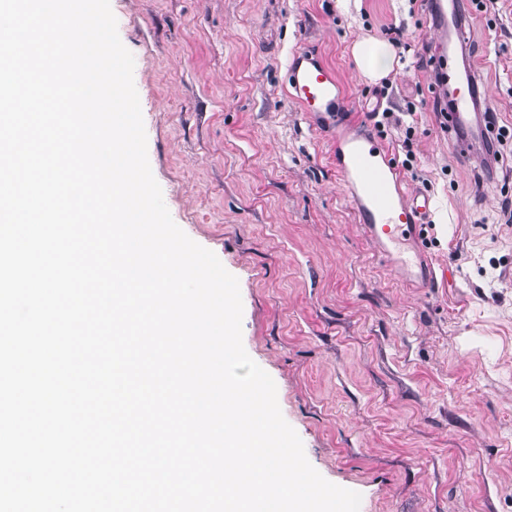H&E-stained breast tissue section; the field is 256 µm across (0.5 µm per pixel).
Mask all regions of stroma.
<instances>
[{
	"label": "stroma",
	"mask_w": 512,
	"mask_h": 512,
	"mask_svg": "<svg viewBox=\"0 0 512 512\" xmlns=\"http://www.w3.org/2000/svg\"><path fill=\"white\" fill-rule=\"evenodd\" d=\"M154 178L173 221L239 281L242 340L274 380L310 464L361 494L360 512H512V138L477 179L444 130L427 72L423 0H110ZM469 64L512 129V0L469 10ZM418 57L371 80L352 56L372 38ZM343 85L351 132L389 147L427 219L395 251L357 223L331 156L286 92L295 49ZM399 117L384 132L374 106ZM413 156H406L404 138Z\"/></svg>",
	"instance_id": "stroma-1"
}]
</instances>
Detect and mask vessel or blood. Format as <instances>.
<instances>
[{
    "mask_svg": "<svg viewBox=\"0 0 512 512\" xmlns=\"http://www.w3.org/2000/svg\"><path fill=\"white\" fill-rule=\"evenodd\" d=\"M429 9L436 20L433 39L443 54L441 84L453 99L448 126L459 130L470 125L477 81L471 70L455 68L450 60L454 46L448 32L456 25L454 0H429ZM286 86L309 118L326 122L336 117L342 85L335 70L317 53L305 48L292 53ZM335 154L336 172L355 204L358 223L378 251L387 253L389 246L400 243L406 226L419 223L429 213V195L405 192L388 151L370 138L339 133Z\"/></svg>",
    "mask_w": 512,
    "mask_h": 512,
    "instance_id": "vessel-or-blood-1",
    "label": "vessel or blood"
}]
</instances>
